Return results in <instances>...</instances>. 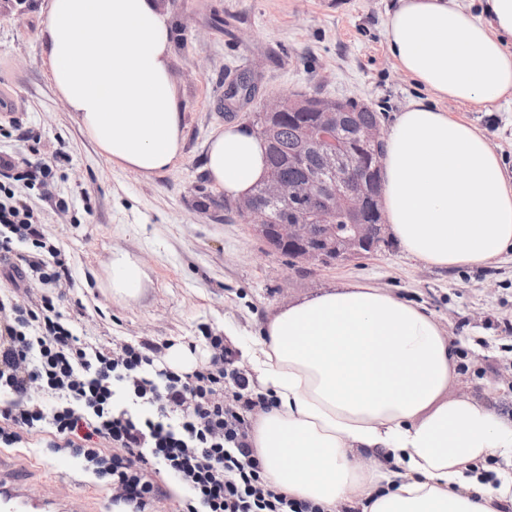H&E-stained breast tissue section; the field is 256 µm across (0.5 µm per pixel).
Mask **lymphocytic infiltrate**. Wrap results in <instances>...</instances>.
<instances>
[{
    "label": "lymphocytic infiltrate",
    "instance_id": "1",
    "mask_svg": "<svg viewBox=\"0 0 512 512\" xmlns=\"http://www.w3.org/2000/svg\"><path fill=\"white\" fill-rule=\"evenodd\" d=\"M55 176L42 158L0 151V264L10 282L0 291V447L47 432L49 447L110 483L118 512H152L163 473L188 492L180 512H321L266 483L248 415L273 400L236 367L223 337H206L210 362L183 372L157 367L148 342L113 347L77 333L69 312L83 302L65 296L66 254L20 193ZM33 281L43 292L28 304L22 294Z\"/></svg>",
    "mask_w": 512,
    "mask_h": 512
}]
</instances>
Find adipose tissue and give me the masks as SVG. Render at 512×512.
I'll list each match as a JSON object with an SVG mask.
<instances>
[{
    "instance_id": "obj_1",
    "label": "adipose tissue",
    "mask_w": 512,
    "mask_h": 512,
    "mask_svg": "<svg viewBox=\"0 0 512 512\" xmlns=\"http://www.w3.org/2000/svg\"><path fill=\"white\" fill-rule=\"evenodd\" d=\"M389 52L441 98L491 107L512 97V0H395ZM39 36L50 78L101 156L143 177L182 156L183 112L170 73L171 24L159 0H48ZM267 144L229 123L204 170L227 198L267 176ZM383 217L426 264L485 265L512 246V182L485 133L425 100L397 113L381 163ZM146 273L115 255L108 286L137 299ZM253 374L276 405L251 446L267 480L325 512H499L512 480L481 481L512 458V420L453 397L456 358L435 319L379 288L350 283L288 304L266 322ZM391 455L386 486L356 453Z\"/></svg>"
}]
</instances>
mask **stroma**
Listing matches in <instances>:
<instances>
[{
    "label": "stroma",
    "instance_id": "1",
    "mask_svg": "<svg viewBox=\"0 0 512 512\" xmlns=\"http://www.w3.org/2000/svg\"><path fill=\"white\" fill-rule=\"evenodd\" d=\"M170 16V70L184 109L183 155L168 172L145 178L102 157L53 86L38 24L45 0H0V97L23 126L41 135L51 158L65 144L55 190L61 212L31 191L45 233L69 258L72 293L85 308L75 322L85 336L145 340L177 350L191 364L208 361L196 336H234L238 364L251 369V348L280 308L326 288L364 283L430 313L461 355L451 391L512 412V352L504 321H512V249L484 267L445 269L410 258L397 240L378 252L332 266L289 265L269 252L248 224L229 213V200L204 170L205 145L230 122L248 124L274 95L317 91L379 106L389 128L411 99L427 98L453 117L477 125L512 177V107L487 110L430 97L398 68L387 49L392 0H161ZM249 76L254 97L226 106L237 75ZM127 253L150 280L139 299L114 298L103 282L113 254ZM35 432L23 448H1L0 465L22 471L36 494L85 497L92 512H113L106 481L78 460L46 445Z\"/></svg>",
    "mask_w": 512,
    "mask_h": 512
}]
</instances>
